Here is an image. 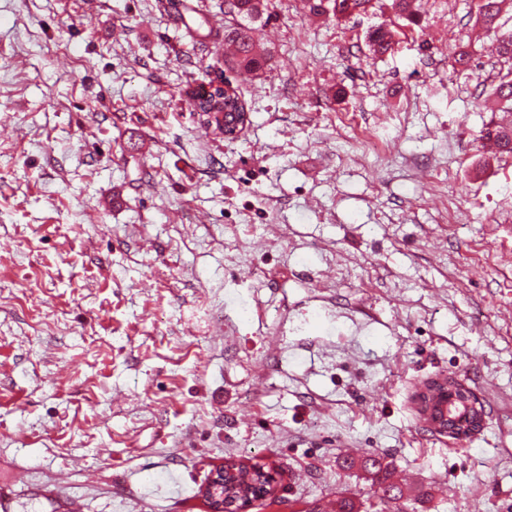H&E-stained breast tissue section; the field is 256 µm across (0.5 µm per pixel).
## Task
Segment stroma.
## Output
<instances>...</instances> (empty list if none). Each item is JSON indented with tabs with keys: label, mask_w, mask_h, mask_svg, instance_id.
Returning <instances> with one entry per match:
<instances>
[{
	"label": "stroma",
	"mask_w": 512,
	"mask_h": 512,
	"mask_svg": "<svg viewBox=\"0 0 512 512\" xmlns=\"http://www.w3.org/2000/svg\"><path fill=\"white\" fill-rule=\"evenodd\" d=\"M391 5L268 0L249 76L224 0H0V512H208L230 462L275 478L246 512H309L367 499L341 465L366 449L417 512H512V155L474 105L497 33L416 0L377 56ZM210 82L239 137L185 104ZM448 377L485 410L463 440L418 411ZM304 6L308 7L310 12L318 15H328L339 20L344 16L352 14L367 13L374 8L377 0H302ZM399 33L398 28L392 22L378 26L368 36L372 52L376 55H385L391 51L397 43Z\"/></svg>",
	"instance_id": "35a3bbf8"
}]
</instances>
